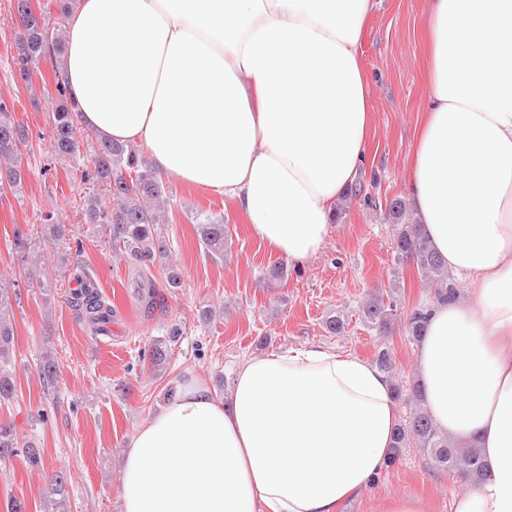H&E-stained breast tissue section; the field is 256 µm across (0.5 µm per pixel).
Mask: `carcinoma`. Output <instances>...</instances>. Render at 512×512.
Returning a JSON list of instances; mask_svg holds the SVG:
<instances>
[{
	"instance_id": "1",
	"label": "carcinoma",
	"mask_w": 512,
	"mask_h": 512,
	"mask_svg": "<svg viewBox=\"0 0 512 512\" xmlns=\"http://www.w3.org/2000/svg\"><path fill=\"white\" fill-rule=\"evenodd\" d=\"M21 30L16 42L13 65L21 79L31 82L32 75L39 72L40 62L51 53L62 55L65 49L64 23L69 15L70 0H57L58 13L50 10L34 12L31 0H15ZM57 104L52 112L53 128L51 148L59 157H72L79 151L77 117L75 105L61 73H55ZM24 127L11 121L0 105V187L7 184L15 187L22 182L23 174L18 165L21 147L26 145ZM92 167L82 172V180L105 187L109 202H103L97 193L89 194L83 202L84 223L97 229L101 237L108 240L113 252L140 268L167 256L160 224V203L166 201L165 187L160 175L153 171L143 157L142 148L132 144H119L108 140H97V149L91 159ZM395 220L394 253L398 264L413 263L420 278L435 288V300L442 301L454 292L448 284V268L445 260L434 251L428 239L407 216L405 204L397 200L391 206ZM201 243L211 257H224L228 249L227 225L222 219H204L198 225ZM15 246L22 257L35 263L25 272L31 283L45 292L51 283L40 277L36 264H46L42 256H30L29 239L16 235ZM78 283L68 299L77 317L94 329L112 319V305L102 299L94 283L81 275L74 276ZM11 289L0 283V399L13 396L15 384L10 371L9 345L13 336L10 317L13 312ZM428 308L414 309L405 319V329L414 341H420L427 322ZM364 317L377 331L389 328L396 317V305L386 303L380 295L374 296L363 306ZM179 330L173 328L169 337L155 341L150 354L153 373L161 376L174 355L173 343ZM375 366L384 371L393 382V399L409 408L407 417L398 422L394 436V457H399L411 445L422 449L434 464L452 476L475 484L480 478L484 463L477 448L471 444H460L442 435L435 427L430 415L423 407L422 384L415 381L406 387L396 377L387 349L378 351ZM19 441L13 429L0 423V459L17 454Z\"/></svg>"
}]
</instances>
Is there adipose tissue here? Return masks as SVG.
I'll list each match as a JSON object with an SVG mask.
<instances>
[{
	"mask_svg": "<svg viewBox=\"0 0 512 512\" xmlns=\"http://www.w3.org/2000/svg\"><path fill=\"white\" fill-rule=\"evenodd\" d=\"M375 0H76L63 75L97 137L234 198L271 256L322 246L365 164L359 55ZM430 85L407 193L465 293L420 341L423 403L485 471L453 512H512V0H430ZM391 379L324 346L196 377L134 432L123 512H337L394 451Z\"/></svg>",
	"mask_w": 512,
	"mask_h": 512,
	"instance_id": "1",
	"label": "adipose tissue"
}]
</instances>
